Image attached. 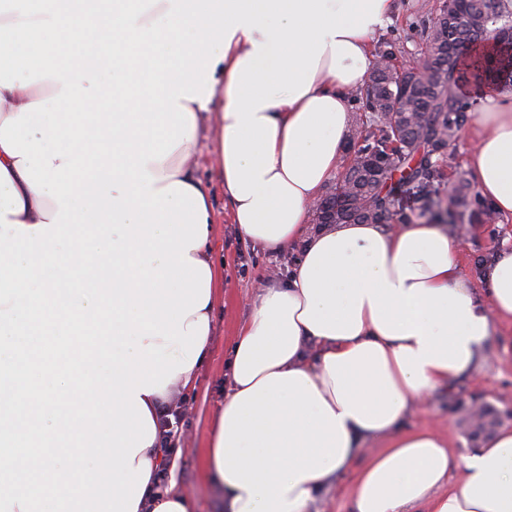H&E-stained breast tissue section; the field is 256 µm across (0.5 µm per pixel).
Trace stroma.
I'll return each instance as SVG.
<instances>
[{"mask_svg": "<svg viewBox=\"0 0 512 512\" xmlns=\"http://www.w3.org/2000/svg\"><path fill=\"white\" fill-rule=\"evenodd\" d=\"M418 0H395L392 21L378 36L382 49L394 52L397 62L422 45V33L429 23L418 13ZM195 175L210 193L214 205L212 257L222 276L213 310V330L207 354L197 368L193 388L174 387L171 404L179 414L180 451L164 458L162 466L168 480L176 482L191 500L193 512H225L223 493L210 481L203 465L212 422L224 399L226 363L229 350L241 325L249 317L260 283L287 277L300 255L294 245L271 252L254 245L232 220L231 204L224 196L218 161L216 133L201 137L196 145ZM459 266L474 275L477 256H492L501 245L512 248V221L497 224H472L461 239ZM488 360L472 379L458 382L453 391L432 394L424 407L415 409L407 426H427L445 434L456 456H464L482 446V439L471 436L472 409L485 404L502 412L503 426L512 428V325H503L488 345Z\"/></svg>", "mask_w": 512, "mask_h": 512, "instance_id": "35a3bbf8", "label": "stroma"}]
</instances>
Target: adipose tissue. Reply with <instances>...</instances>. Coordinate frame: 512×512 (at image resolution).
Masks as SVG:
<instances>
[{
    "label": "adipose tissue",
    "mask_w": 512,
    "mask_h": 512,
    "mask_svg": "<svg viewBox=\"0 0 512 512\" xmlns=\"http://www.w3.org/2000/svg\"><path fill=\"white\" fill-rule=\"evenodd\" d=\"M383 0L366 33L327 39L309 91L267 105L277 124L274 171L300 193V213L279 239L254 236L268 250L302 244L287 280L260 288L231 351L229 390L220 404L205 468L229 492V512H311L319 494L349 468L351 512H512V429L458 457L447 437L404 422L413 404L475 375L496 328L512 323V250L495 253L480 280L459 268L460 240L433 224L392 231L379 224L310 230L312 205L340 168L351 122L352 89L367 73L370 44L389 22ZM237 31L211 71L209 102L180 99L193 133L237 122L227 115L232 71L262 41ZM58 82L0 87V124L29 103L55 96ZM465 163L482 197L512 218V95L478 90ZM195 141L148 162L154 189L201 184ZM0 165L24 208L7 213L28 227L52 222L57 203L34 193L20 157L0 147ZM380 442L362 467V445ZM461 479L449 484L451 470Z\"/></svg>",
    "instance_id": "obj_1"
}]
</instances>
